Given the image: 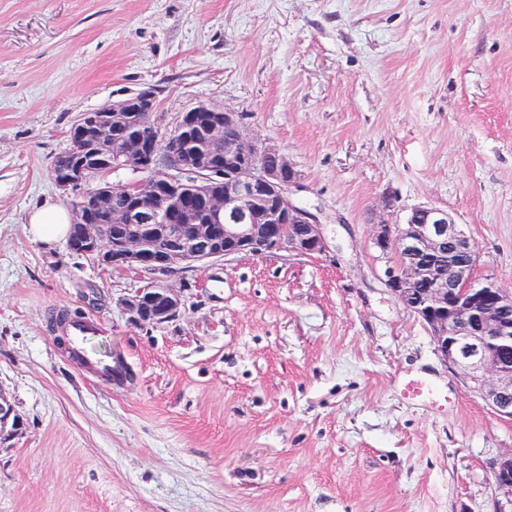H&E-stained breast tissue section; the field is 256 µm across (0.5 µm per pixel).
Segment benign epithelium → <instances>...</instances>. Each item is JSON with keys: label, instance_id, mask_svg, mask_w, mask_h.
Segmentation results:
<instances>
[{"label": "benign epithelium", "instance_id": "benign-epithelium-1", "mask_svg": "<svg viewBox=\"0 0 512 512\" xmlns=\"http://www.w3.org/2000/svg\"><path fill=\"white\" fill-rule=\"evenodd\" d=\"M155 110L154 91L144 90L82 113L71 128L72 142L89 140L110 166L138 174L133 181L109 182L83 194L71 208L72 223L81 231L80 253L115 269L150 275L147 286L122 300L131 321L158 326L179 315L180 293L162 285L177 266L240 254L326 252L321 224L292 198L300 174L260 135L247 133L239 113L199 104L169 129L152 120ZM121 112L152 121L154 134L113 138L114 116ZM103 172L80 165L56 184L68 191ZM186 182L197 188L196 205L178 194ZM117 197L128 204L111 208ZM99 211L108 212L109 223H92ZM173 212L182 223L166 226L160 236L147 234ZM412 212L424 217L422 223L373 225V245L387 258L385 285L428 328L448 369L498 415L512 420V290L478 275L473 243L447 211L423 204ZM203 215L206 224L200 223ZM285 221L299 225L300 232L290 234ZM0 423L8 441L24 429L1 389ZM495 481L512 507V452L498 463Z\"/></svg>", "mask_w": 512, "mask_h": 512}]
</instances>
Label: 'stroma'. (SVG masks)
I'll use <instances>...</instances> for the list:
<instances>
[{"label":"stroma","instance_id":"1","mask_svg":"<svg viewBox=\"0 0 512 512\" xmlns=\"http://www.w3.org/2000/svg\"><path fill=\"white\" fill-rule=\"evenodd\" d=\"M153 90L166 128L242 113L301 174L329 249L178 267L160 326L121 301L147 273L41 244L33 210L81 113ZM429 204L512 289V0H0V512H496L501 418L383 283L370 240ZM92 316L116 382L55 315ZM430 374L452 407L403 399ZM0 423L4 424V430L7 432L5 442L21 435L25 428L23 420L19 418L13 404L2 390H0Z\"/></svg>","mask_w":512,"mask_h":512}]
</instances>
